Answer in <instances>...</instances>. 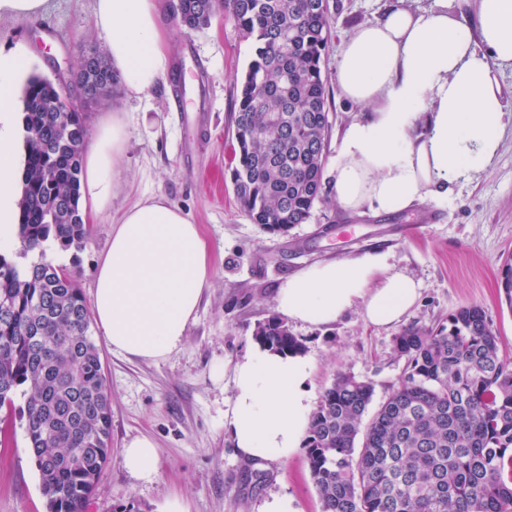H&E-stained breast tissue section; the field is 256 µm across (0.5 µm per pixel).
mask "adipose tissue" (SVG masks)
<instances>
[{"instance_id": "1", "label": "adipose tissue", "mask_w": 512, "mask_h": 512, "mask_svg": "<svg viewBox=\"0 0 512 512\" xmlns=\"http://www.w3.org/2000/svg\"><path fill=\"white\" fill-rule=\"evenodd\" d=\"M93 26L127 95L140 96L166 76L169 52L161 0H93ZM512 61V0H476V19L448 12V0L415 11L388 7L355 27L337 65L341 97L359 114L343 130L330 166L331 190L347 212L398 214L444 200L450 185L487 169L497 157L508 106L492 75ZM24 52L0 50V250H21L17 88ZM126 131L105 118L83 155L84 218L96 221L112 200V171ZM379 255L331 260L288 277L275 296L283 317L312 326L360 310L376 326L398 323L420 285L385 274ZM211 275L199 227L160 195L142 199L115 222L95 278L93 313L103 338L121 353L157 361L184 342ZM308 359L255 345L234 368L228 430L248 460L287 459L303 443L311 406Z\"/></svg>"}]
</instances>
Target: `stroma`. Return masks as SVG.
Returning a JSON list of instances; mask_svg holds the SVG:
<instances>
[{"mask_svg": "<svg viewBox=\"0 0 512 512\" xmlns=\"http://www.w3.org/2000/svg\"><path fill=\"white\" fill-rule=\"evenodd\" d=\"M394 0H329L334 26L324 55L331 121L328 157H335L345 125L356 108L340 98L336 66L343 39L356 26L375 21ZM176 0H163L171 69L190 71L193 60L207 67L205 108L209 136L196 138L169 100L167 83L149 95L117 93L83 114L89 134L100 118L116 113L127 132L114 171L112 201L92 226L82 249L60 251L75 272L84 296H92L97 261L107 249L112 220L137 199L164 196L199 225L211 262L197 318L181 348L167 359L131 357L108 345L100 352L112 408L110 461L100 475L88 512H168L181 501L185 512H262L270 496L293 499L297 512H322L305 449L288 460L248 462L224 430L234 397V366L255 343L259 322L275 316L274 297L293 273L317 262L382 253L391 270L413 277L421 296L401 323L378 327L350 311L335 324L290 323L311 363L305 383L318 405L338 374L370 381L376 399L385 398L405 375L406 362L394 351L401 328L434 326L466 305L486 313L504 353L512 356V306L500 290L499 272L512 255V123L491 166L453 186L443 203L423 202L399 215L341 211L333 198L316 202L306 223L276 236L253 224L233 191L232 113L237 84L251 58L252 44L232 18L184 32L174 17ZM92 0H50L36 21H0V49L25 47L27 70L49 80L74 71L84 49L106 51L107 37L90 25ZM193 58L184 55L185 46ZM194 142L193 170L183 151ZM405 224L414 234H401ZM223 366L224 379L212 372ZM146 437L157 448L154 481L131 476L123 467L126 444ZM0 512H47L23 420L0 422Z\"/></svg>", "mask_w": 512, "mask_h": 512, "instance_id": "1", "label": "stroma"}]
</instances>
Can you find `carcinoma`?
<instances>
[{"label": "carcinoma", "instance_id": "obj_1", "mask_svg": "<svg viewBox=\"0 0 512 512\" xmlns=\"http://www.w3.org/2000/svg\"><path fill=\"white\" fill-rule=\"evenodd\" d=\"M311 0H178L186 31L228 13L253 45L237 87L230 179L240 206L266 232L286 234L322 200L328 146L323 55L329 13ZM74 80L92 99L62 101L32 76L21 97L27 150L17 234L20 264L0 253V409L18 408L47 512H86L109 461L111 406L90 311L76 276L45 260L44 243L80 249L90 225L79 208L83 111L120 83L91 49ZM512 308V260L501 271ZM255 339L297 354L302 343L277 317ZM402 383L371 417L373 383L347 373L311 415L306 448L322 512H512V360L500 353L485 311L464 306L448 324H412L394 339Z\"/></svg>", "mask_w": 512, "mask_h": 512}]
</instances>
